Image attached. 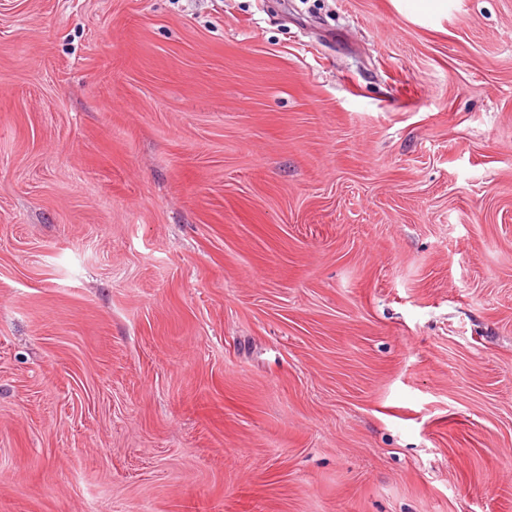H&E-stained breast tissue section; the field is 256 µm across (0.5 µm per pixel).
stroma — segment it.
Returning a JSON list of instances; mask_svg holds the SVG:
<instances>
[{"label":"stroma","instance_id":"obj_1","mask_svg":"<svg viewBox=\"0 0 512 512\" xmlns=\"http://www.w3.org/2000/svg\"><path fill=\"white\" fill-rule=\"evenodd\" d=\"M0 512H512V0H0Z\"/></svg>","mask_w":512,"mask_h":512}]
</instances>
